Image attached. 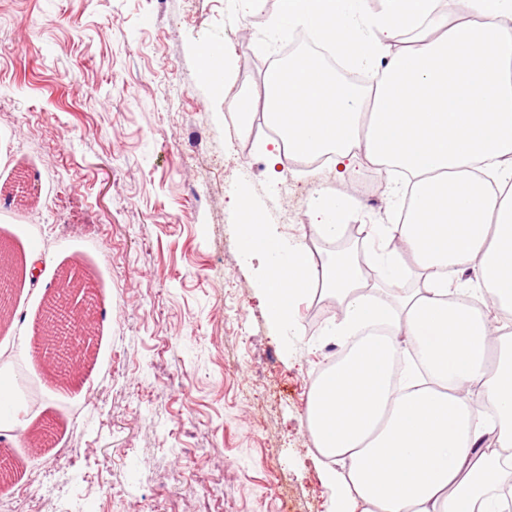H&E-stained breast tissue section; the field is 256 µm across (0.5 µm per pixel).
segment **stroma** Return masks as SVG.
Returning a JSON list of instances; mask_svg holds the SVG:
<instances>
[{"instance_id":"35a3bbf8","label":"stroma","mask_w":512,"mask_h":512,"mask_svg":"<svg viewBox=\"0 0 512 512\" xmlns=\"http://www.w3.org/2000/svg\"><path fill=\"white\" fill-rule=\"evenodd\" d=\"M265 0H0V186L26 182L35 204L0 194V242L36 256L0 327V384L28 391L26 426L54 422L32 451L19 430L0 448L38 476L50 512H191L214 482V512H336L306 427L310 382L346 337L316 328L303 300L281 334L244 260L233 207L250 196L284 240L312 231L316 182L281 193L268 139L231 125L268 53L284 46ZM226 61L225 96L199 76L202 51ZM380 205L350 224H390L401 201L386 175ZM80 263L97 296L94 365L75 388L39 372L32 326L61 269ZM82 448L57 461L58 446Z\"/></svg>"}]
</instances>
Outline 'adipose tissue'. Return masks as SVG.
<instances>
[{
    "label": "adipose tissue",
    "mask_w": 512,
    "mask_h": 512,
    "mask_svg": "<svg viewBox=\"0 0 512 512\" xmlns=\"http://www.w3.org/2000/svg\"><path fill=\"white\" fill-rule=\"evenodd\" d=\"M280 0V17L333 44V78L311 55L270 68L268 157L328 155L333 172L366 159L406 175L397 222L361 225L375 248L339 247L347 193L320 192L311 220L327 261L278 238L247 196L236 199L243 259L265 257L271 319L325 290L336 331L385 325L328 366L306 425L341 512H512V0ZM435 32L421 47L403 33ZM369 71L373 84L354 83Z\"/></svg>",
    "instance_id": "adipose-tissue-1"
}]
</instances>
